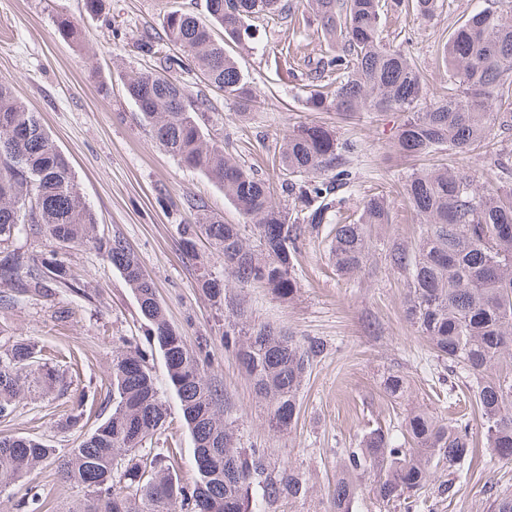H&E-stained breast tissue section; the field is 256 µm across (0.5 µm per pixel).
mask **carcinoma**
Masks as SVG:
<instances>
[{
    "label": "carcinoma",
    "mask_w": 512,
    "mask_h": 512,
    "mask_svg": "<svg viewBox=\"0 0 512 512\" xmlns=\"http://www.w3.org/2000/svg\"><path fill=\"white\" fill-rule=\"evenodd\" d=\"M206 2L212 7L203 18L174 10L163 19V33L141 34L140 49L157 57L160 69L140 72L126 84L156 144L222 187L245 220L226 224L197 200H186L194 224L184 239L187 257L196 258L194 238L203 237L238 287L261 285L286 298L298 288L294 259L306 233L332 224L329 258L337 274H358L371 249V228L392 220L382 194L363 197L351 217H342L335 207L337 191L353 184L348 160L353 145L316 121L288 129L273 156L281 192L302 203V209L291 210L276 201L272 179L226 153L223 142L205 137L201 120L213 110L210 98L170 75L186 62L236 112L251 111L253 86L226 45L242 42L251 22L293 19L296 8L285 0ZM305 2L317 22L313 34L324 43L302 88L309 111L352 118L363 112L398 115L392 147L403 159L443 150L483 154L481 177L462 167L412 168L402 189L419 234L411 248L392 245L387 258L391 269L407 275L410 326L448 362V375L463 379L473 393L490 463H511L512 369L501 365L512 360V151L496 137L512 134V0H496L497 7L475 12L451 31L437 49L448 68V92L432 97L411 54L385 42L381 0ZM437 4L392 0L396 12L422 19L431 18ZM95 224L68 159L36 113L0 84V280L36 294L51 281H72L57 250L11 248L26 230L98 250L136 298L192 442L196 477L191 483L181 481L165 449L142 448L165 425L168 407L156 387L149 351L134 338L123 340L112 352L111 414L58 463L61 477L83 492L75 512H176L179 505L191 512H257L250 505L255 485L269 501L285 491L306 495V482L291 468L284 480L263 478L268 449L237 446L224 420V392L205 375L206 347H188L166 320L139 258L120 237L98 239ZM199 285L211 297L224 298L225 348L265 402L269 430L288 431L297 419L302 383L324 344L314 339L301 344L271 324L252 320L242 302L223 297L206 270ZM37 353L36 344L23 338L0 350V418L12 414L28 394L61 383L59 370L34 369ZM383 390L393 401L403 399L406 377L388 374ZM404 427L405 442L381 428L362 436L336 478L333 512H352L367 476L383 503L418 499L432 467L446 465L451 474L472 457L466 424L419 408L407 413ZM54 452L34 436L0 435V490L24 483Z\"/></svg>",
    "instance_id": "1"
}]
</instances>
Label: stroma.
Instances as JSON below:
<instances>
[{
  "label": "stroma",
  "mask_w": 512,
  "mask_h": 512,
  "mask_svg": "<svg viewBox=\"0 0 512 512\" xmlns=\"http://www.w3.org/2000/svg\"><path fill=\"white\" fill-rule=\"evenodd\" d=\"M489 4L443 0L428 20L389 11L383 17V35L397 44L403 33H410L427 91L439 95L448 75L436 60L438 44L456 22ZM205 5L206 0H99L90 11L85 0H0V83L11 86L37 112L68 157L80 192L96 214L97 237L123 238L153 280L169 322L189 347L206 343L210 362L205 373L226 395L224 417L238 445L269 449L266 475L272 480L293 470L308 482L310 492L304 498L284 494L264 501L260 489H253L261 512H332L330 491L345 449L356 447L360 436L373 428L400 432L407 411L414 407L445 418L466 414L476 445L472 460L453 475L444 467L432 469L423 490L424 505H385L365 486L355 499L354 512H489L496 494L512 492V464H489L471 392L449 405L448 371L407 323V281L386 259L392 244L413 242L417 230L402 195L409 167L392 150L395 119L373 113L342 120L332 112H309L300 91L304 60L319 56L321 44L305 25L283 20L254 22L250 37L235 46L256 93L254 107L242 117L222 94L213 95L215 109L205 115L210 136L266 177L271 150L289 126L310 120L325 123L340 141L356 146L349 156L356 181L348 202L384 192L392 221L374 234L364 268L352 277L338 276L329 263V231L323 228L307 235L301 247L295 266L299 288L293 298H280L264 288L228 286L227 295L241 299L253 319L283 327L298 341L317 339L326 346L308 371L292 429L269 431L265 403L224 348L226 312L198 283L201 271L220 278L224 269L204 238L196 240L197 259H188L183 250L190 218L186 200L203 201L229 224L242 218L220 186L182 167L156 145L126 93L130 76L156 66L155 58L137 44L140 32L161 31L164 15L178 8L205 16ZM61 16L72 21L80 41L59 31ZM284 48L294 65L275 68L272 58ZM61 256L76 279L75 287L52 283L42 296L13 289V304L0 308V345L20 336L34 340L44 362L59 367L65 390L20 402L10 417L0 418V434L36 436L64 452L78 445L80 433L61 428L59 412L83 401L87 425L95 427L110 410L113 350L125 338L145 341L147 332L123 276L98 251L66 247ZM150 365L169 416L164 432L145 445L176 446L177 472L183 482H192L191 438L180 403L169 388L162 356L154 355ZM392 371L405 375L409 385L405 398L395 403L381 386ZM450 483L457 488L451 498L443 493ZM33 490L42 495L45 512H70L80 497L48 460L32 471L24 487L0 494V512H26L24 501Z\"/></svg>",
  "instance_id": "obj_1"
}]
</instances>
